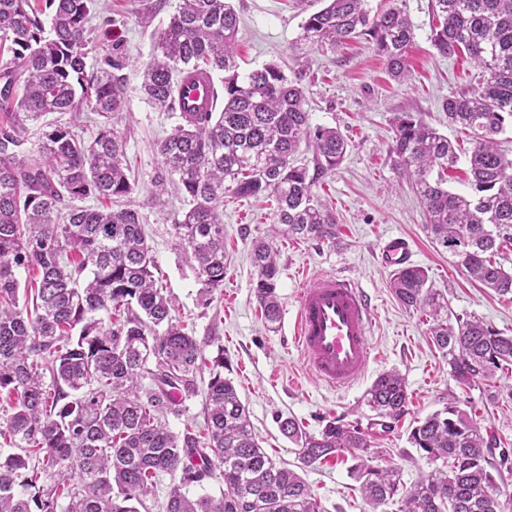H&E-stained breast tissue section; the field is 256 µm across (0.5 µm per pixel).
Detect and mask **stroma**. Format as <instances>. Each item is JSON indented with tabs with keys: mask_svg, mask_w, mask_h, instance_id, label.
<instances>
[{
	"mask_svg": "<svg viewBox=\"0 0 512 512\" xmlns=\"http://www.w3.org/2000/svg\"><path fill=\"white\" fill-rule=\"evenodd\" d=\"M150 3L99 0L91 21L87 69L99 70L110 55L123 64L119 76L127 110L114 129L124 141L125 159L136 182L129 203L142 217L157 265V283L171 302L175 323L196 338L208 339L207 357L223 355L260 446L275 461L292 466L298 448L282 433L281 420L295 419L311 434L334 419L369 427L377 417L366 405L365 394L380 373L395 370L406 380L409 402L378 440L386 450L383 464L397 467L405 485H413L433 469L408 443L410 428L441 409L452 395L464 402L481 428L495 434L498 447L512 454V371L499 373L496 383L461 389L449 374L447 357L432 342L426 316L406 311L392 294L389 282L394 269L382 260L389 238L406 239L410 265L427 269L455 317L476 316L512 336V299L481 288L457 270L447 249L432 243L424 229L423 207L390 159L396 117L403 112L420 114L459 145L449 189L461 193L470 189L466 158L471 140L449 124L441 104L476 84L480 72L466 57H445L434 48L432 0L367 2L374 14L401 7L413 22L410 74L400 81L389 76L382 59L364 40L351 39L330 49L303 39L305 18L322 9L323 0H232L240 17L236 53L242 70L277 62L285 65L287 74L301 75L311 125L337 128L349 143L340 166L314 188L336 216V241L274 236L281 316L273 330L267 328L255 297L257 270L250 258L254 240L272 236L270 201L225 196L224 247L229 260L224 290L211 303L203 302L192 265L175 239L173 223L187 204L175 195L157 145L181 118L179 112L163 111L146 101L140 69L150 59L156 33L165 27L178 0H165L145 28L138 14ZM322 271L350 275L376 305L371 334L376 358L359 381L340 390L316 380L290 342L297 295ZM350 464L349 454L342 453L303 468V477L326 512H369L348 473Z\"/></svg>",
	"mask_w": 512,
	"mask_h": 512,
	"instance_id": "35a3bbf8",
	"label": "stroma"
}]
</instances>
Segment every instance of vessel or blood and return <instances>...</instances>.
<instances>
[{"mask_svg":"<svg viewBox=\"0 0 512 512\" xmlns=\"http://www.w3.org/2000/svg\"><path fill=\"white\" fill-rule=\"evenodd\" d=\"M374 317L371 297L354 279L316 276L299 294L293 333L310 372L337 389L360 379L374 359Z\"/></svg>","mask_w":512,"mask_h":512,"instance_id":"vessel-or-blood-1","label":"vessel or blood"}]
</instances>
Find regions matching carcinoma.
<instances>
[{"label":"carcinoma","instance_id":"obj_1","mask_svg":"<svg viewBox=\"0 0 512 512\" xmlns=\"http://www.w3.org/2000/svg\"><path fill=\"white\" fill-rule=\"evenodd\" d=\"M39 2L0 0V42L11 53L0 65V400L10 409L0 424V512H140L164 475L179 476V484L163 512H325L302 475L260 447L234 381L224 376V353L206 359V343L173 323L156 286L140 213L124 202L135 182L113 128L125 107L112 74L121 64L107 57L104 68L86 72L97 0ZM366 2L327 0L304 21L303 38L334 48L362 37L394 78H407L410 18L396 5L373 14ZM433 2L435 49L465 51L481 71L477 85L441 105L448 123L472 137L470 191L445 186L458 162L455 144L409 112L395 119L394 165L423 205L427 233L456 267L497 295H512V273L497 261L512 246V157L496 139L512 120V0ZM239 23L231 0H180L142 70L146 100L172 111L186 71L224 74L210 86L208 111L181 113L182 123L158 145L189 203L173 229L206 304L224 288L225 194L272 199L275 233L328 242L338 234L313 186L342 163L348 142L335 128L311 126L299 78L281 65L239 72ZM51 112H89L101 121L87 141L51 125L28 146L25 122ZM304 141L316 156L312 173L293 161ZM89 198L98 205H72ZM277 256L265 240L253 246L255 296L269 327L281 314ZM20 268L38 270L36 287L22 285ZM390 288L405 309L429 317V334L460 387L491 382L512 366V336L476 317L451 323L448 300L424 268L396 270ZM208 362L204 428L176 434L166 418L188 411ZM408 401L394 370L366 393L380 417L398 418ZM281 428L305 467L349 453V474L373 512H512L511 501L492 493L501 473L496 438L484 437L454 396L408 435L448 471L436 468L410 487L397 468L373 464L383 449L357 425L333 420L315 435L286 419ZM208 480L224 483L220 498L185 491Z\"/></svg>","mask_w":512,"mask_h":512}]
</instances>
